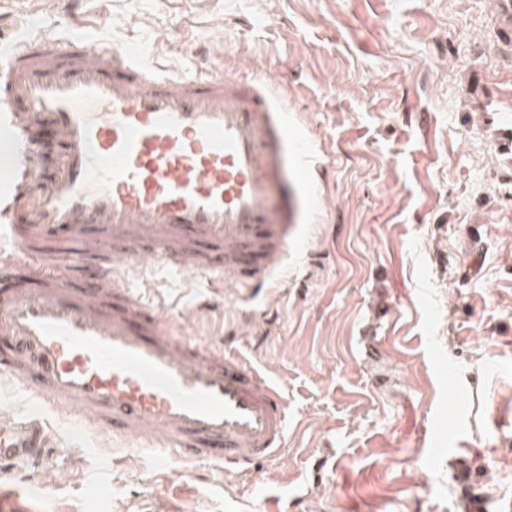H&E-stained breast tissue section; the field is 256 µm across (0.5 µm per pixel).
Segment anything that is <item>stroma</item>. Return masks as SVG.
I'll return each instance as SVG.
<instances>
[{
    "label": "stroma",
    "mask_w": 512,
    "mask_h": 512,
    "mask_svg": "<svg viewBox=\"0 0 512 512\" xmlns=\"http://www.w3.org/2000/svg\"><path fill=\"white\" fill-rule=\"evenodd\" d=\"M81 26L164 76L276 84L315 142L274 293L192 312L202 276L129 285L230 337L282 391L281 457L193 477L0 380L68 447L0 512H512V34L498 0H0V37Z\"/></svg>",
    "instance_id": "stroma-1"
}]
</instances>
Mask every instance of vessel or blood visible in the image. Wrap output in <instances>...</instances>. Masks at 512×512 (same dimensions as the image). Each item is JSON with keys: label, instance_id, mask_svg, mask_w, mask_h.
I'll return each instance as SVG.
<instances>
[{"label": "vessel or blood", "instance_id": "vessel-or-blood-1", "mask_svg": "<svg viewBox=\"0 0 512 512\" xmlns=\"http://www.w3.org/2000/svg\"><path fill=\"white\" fill-rule=\"evenodd\" d=\"M0 378L180 475L282 455L279 390L233 352L176 335L126 284L151 257L257 296L284 258L307 141L269 83L161 77L79 38L0 46ZM56 135L45 174L39 133ZM70 258L42 262L45 247ZM41 418L0 425V481L65 455Z\"/></svg>", "mask_w": 512, "mask_h": 512}]
</instances>
